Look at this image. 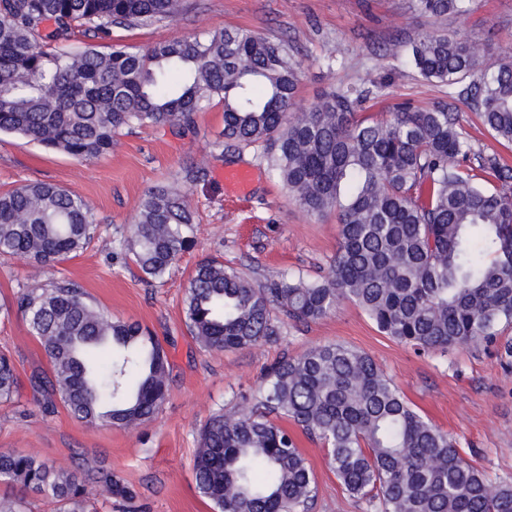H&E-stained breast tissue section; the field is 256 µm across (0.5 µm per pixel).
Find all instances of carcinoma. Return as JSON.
<instances>
[{
    "instance_id": "1",
    "label": "carcinoma",
    "mask_w": 512,
    "mask_h": 512,
    "mask_svg": "<svg viewBox=\"0 0 512 512\" xmlns=\"http://www.w3.org/2000/svg\"><path fill=\"white\" fill-rule=\"evenodd\" d=\"M187 0H0V133L81 161L112 150L135 125L190 131L224 102V147L262 148L260 160L310 215L336 212L339 243L322 274L254 281L217 260L199 264L184 298L199 346L242 350L278 341L288 321L312 323L344 301L383 334L419 352L496 341L512 323V168L474 150L457 108L443 103L357 119L374 95L332 90L291 111L300 64L288 43L248 30H215L142 52L80 49L79 35L173 19ZM427 17L463 16L469 0H412ZM424 80L453 88L499 142L512 145V62L478 69L479 53L442 30L402 42ZM184 195L160 186L143 198L112 253L158 279L191 241ZM97 232L90 203L51 183L0 194V257L52 271ZM19 312L43 346L51 376L34 390L89 425L151 421L168 395V354L136 322L115 320L75 282L20 293ZM17 397L16 368L0 355V402ZM287 419L320 443L344 489L374 512H512V482L491 481L456 440L422 417L366 353L318 344L263 374L244 413L212 414L193 459L199 491L217 512H310L317 488ZM0 512H92L90 478L31 454L0 451Z\"/></svg>"
}]
</instances>
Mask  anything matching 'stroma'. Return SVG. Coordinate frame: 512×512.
Returning <instances> with one entry per match:
<instances>
[{
	"mask_svg": "<svg viewBox=\"0 0 512 512\" xmlns=\"http://www.w3.org/2000/svg\"><path fill=\"white\" fill-rule=\"evenodd\" d=\"M248 29L288 41L301 67L295 99L304 111L330 88L372 84L381 91L361 118H387L393 104L429 107L447 88L424 81L402 61L398 41L420 30L448 29L481 51L483 65L512 55V0H470L466 15L431 18L410 0H190L173 20L114 29L111 41L79 37L78 46L109 51L112 44L144 50L156 43L218 29ZM224 104L213 102L184 132L168 126L120 129L109 155L80 162L14 134H0V193L27 182L58 184L89 200L97 233L86 249L57 265L55 275L78 283L90 303L113 317L155 333L170 358L167 400L152 421L136 429L90 426L62 403L47 408L29 378L51 363L20 314L0 318V352L16 367L19 391L0 404V449L32 454L84 471H109L133 490L139 512H215L192 474L199 427L214 411L239 409L254 393L262 370L286 355L329 342L369 354L422 416L456 439L465 458L494 480H512V358L501 345L512 325H501L499 344L476 342L448 352L419 354L382 334L357 305L309 324L285 327L277 342L236 351H206L192 339L183 297L196 266L218 259L253 279L284 270L316 278L334 255L335 215L308 216L260 164L256 149L223 150ZM251 173L247 193L224 182L228 170ZM198 171L195 179L187 171ZM176 187L194 211L193 245L158 280L145 279L112 252L145 194ZM23 257L0 258V304L23 290L46 287ZM314 471L317 495L310 512H370L329 470L323 449L298 436Z\"/></svg>",
	"mask_w": 512,
	"mask_h": 512,
	"instance_id": "obj_1",
	"label": "stroma"
}]
</instances>
